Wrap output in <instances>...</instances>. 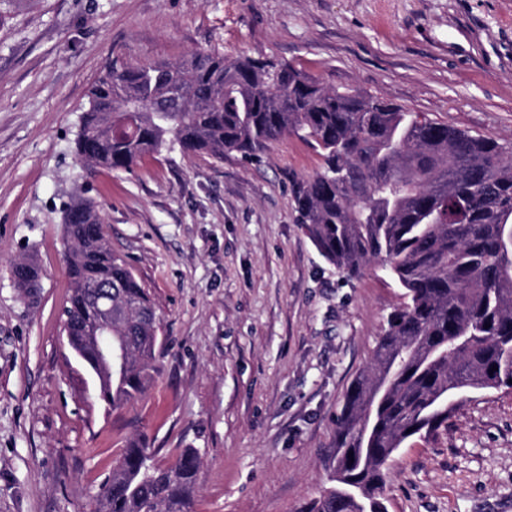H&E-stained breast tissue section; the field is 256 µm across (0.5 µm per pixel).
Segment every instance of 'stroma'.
Returning a JSON list of instances; mask_svg holds the SVG:
<instances>
[{
    "mask_svg": "<svg viewBox=\"0 0 512 512\" xmlns=\"http://www.w3.org/2000/svg\"><path fill=\"white\" fill-rule=\"evenodd\" d=\"M195 50L274 57L333 86L512 142V0H0V512H94L127 438L158 465L198 449L195 512H299L331 485L335 420L403 291L381 262L342 278L297 222L296 137L260 161L172 149L132 171L74 152L104 65ZM104 232L156 308L164 351L111 410L70 351L63 214ZM29 255L28 299L10 263ZM389 512H512V390L460 404L388 473Z\"/></svg>",
    "mask_w": 512,
    "mask_h": 512,
    "instance_id": "stroma-1",
    "label": "stroma"
}]
</instances>
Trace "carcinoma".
Here are the masks:
<instances>
[{"mask_svg": "<svg viewBox=\"0 0 512 512\" xmlns=\"http://www.w3.org/2000/svg\"><path fill=\"white\" fill-rule=\"evenodd\" d=\"M290 135L322 159L292 188L307 238L347 279L382 261L405 298L336 417L335 486L299 512H362L344 493L350 487L373 512H387V471L406 442L448 426L465 397L512 389V146L327 86L274 59L199 50L173 62H109L88 91L75 153L90 168L130 171L175 147L257 159ZM63 221L68 345L98 378L107 406L131 407L163 351L154 305L112 251L94 202L75 198ZM11 273L28 296L40 287L30 257L14 261ZM109 288L112 342L130 353L112 378L100 373L87 340L99 316L94 293ZM376 380L379 402L368 394ZM199 464L198 449L184 448L161 467L138 434L100 485L95 512H193Z\"/></svg>", "mask_w": 512, "mask_h": 512, "instance_id": "obj_1", "label": "carcinoma"}]
</instances>
